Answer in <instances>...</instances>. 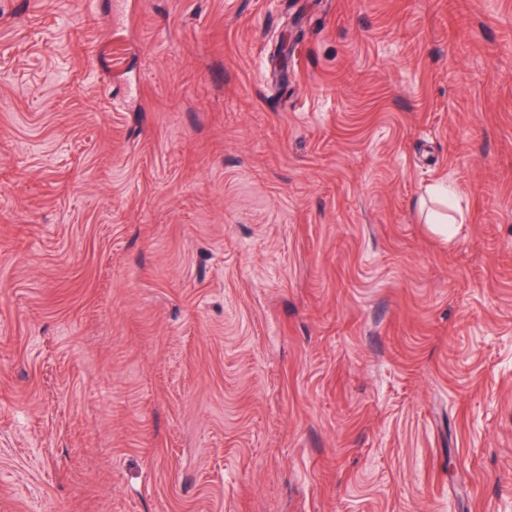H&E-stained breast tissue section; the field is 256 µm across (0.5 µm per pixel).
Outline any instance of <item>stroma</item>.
I'll return each instance as SVG.
<instances>
[{"label": "stroma", "instance_id": "stroma-1", "mask_svg": "<svg viewBox=\"0 0 512 512\" xmlns=\"http://www.w3.org/2000/svg\"><path fill=\"white\" fill-rule=\"evenodd\" d=\"M112 2L0 0V512H512V0ZM442 194H440L435 203L439 205L438 208H429L428 210V224H433L434 231L443 235L448 236V232L452 231L449 228L448 223V201L456 202V194L450 188L442 186L440 188Z\"/></svg>", "mask_w": 512, "mask_h": 512}]
</instances>
